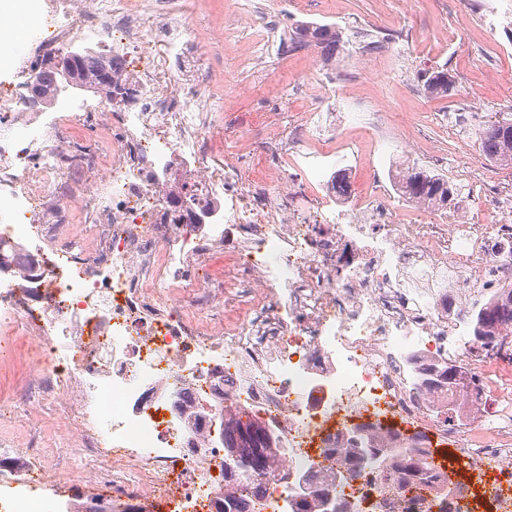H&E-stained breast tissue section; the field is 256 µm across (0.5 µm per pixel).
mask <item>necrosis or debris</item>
<instances>
[{
    "mask_svg": "<svg viewBox=\"0 0 512 512\" xmlns=\"http://www.w3.org/2000/svg\"><path fill=\"white\" fill-rule=\"evenodd\" d=\"M190 9L0 0V329L34 350L20 410L56 393L79 443L65 471L36 448L25 470L0 469V512H83L93 478L111 484L114 512L173 493L218 512L228 405L278 440L290 476H268L251 512H287L306 476L334 481L353 512L437 506L433 484L402 487L383 468L337 478L331 439L373 435L387 415L405 425L397 447L463 477L459 512H512V360L470 340L465 314L512 288V230L428 224L381 188L338 200L334 134L311 120L260 139L249 123H207L224 87L201 63ZM16 19L36 31L30 46L16 44ZM84 40L111 46L134 99L70 104L40 138L23 64ZM89 122L100 147H63L60 133ZM227 133L262 167L217 161ZM218 253L223 278L197 274ZM449 363L492 394L461 400L452 425L447 393L422 382ZM424 432L460 458L439 459Z\"/></svg>",
    "mask_w": 512,
    "mask_h": 512,
    "instance_id": "4bbe7bcc",
    "label": "necrosis or debris"
}]
</instances>
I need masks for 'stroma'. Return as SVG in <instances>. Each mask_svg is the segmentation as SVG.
Segmentation results:
<instances>
[{"mask_svg": "<svg viewBox=\"0 0 512 512\" xmlns=\"http://www.w3.org/2000/svg\"><path fill=\"white\" fill-rule=\"evenodd\" d=\"M197 29L221 34L217 53L208 61L224 84V110L247 119L258 111L273 114L281 130L320 109L314 85L335 80L336 89L366 99L383 98L406 124L405 141L420 147L406 152L404 143L386 146V172L415 163L446 176L461 187L471 224H494L497 213L486 196L512 183V169L482 165V179H461L464 155L479 154L476 129L496 113L512 114V0H195ZM500 8L494 27L483 23V7ZM301 23L332 24L343 47L324 59L314 47L288 53L273 51L268 28L290 37ZM445 69L454 78L448 96H426L421 72ZM341 167L350 190L373 185L371 165L360 161L349 144L354 132L349 111L337 103L332 112ZM64 404L42 394L29 412L19 413L8 428L16 451L0 466L25 463L27 442L41 426L62 417Z\"/></svg>", "mask_w": 512, "mask_h": 512, "instance_id": "35a3bbf8", "label": "stroma"}]
</instances>
